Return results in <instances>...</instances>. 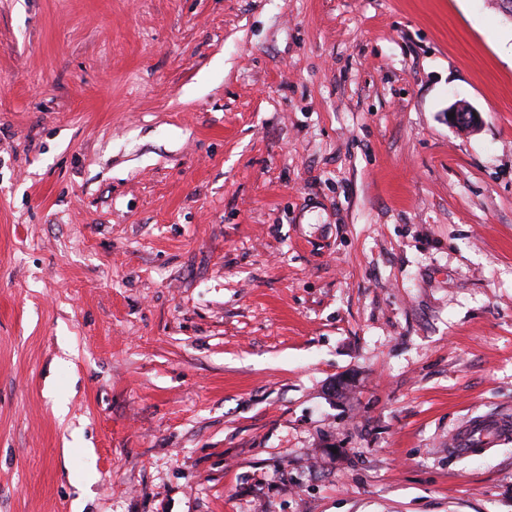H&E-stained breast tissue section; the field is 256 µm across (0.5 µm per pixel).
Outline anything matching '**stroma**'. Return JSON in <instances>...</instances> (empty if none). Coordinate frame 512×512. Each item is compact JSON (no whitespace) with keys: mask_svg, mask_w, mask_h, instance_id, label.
Segmentation results:
<instances>
[{"mask_svg":"<svg viewBox=\"0 0 512 512\" xmlns=\"http://www.w3.org/2000/svg\"><path fill=\"white\" fill-rule=\"evenodd\" d=\"M501 415L497 0H0V512H512ZM449 113H454V117L449 118ZM448 121L456 128L473 131L480 122V114L470 105L460 102L449 110ZM509 433L510 420L506 417L479 420L472 418L458 428L448 451L469 454L476 450H485L498 440L506 439Z\"/></svg>","mask_w":512,"mask_h":512,"instance_id":"1","label":"stroma"}]
</instances>
